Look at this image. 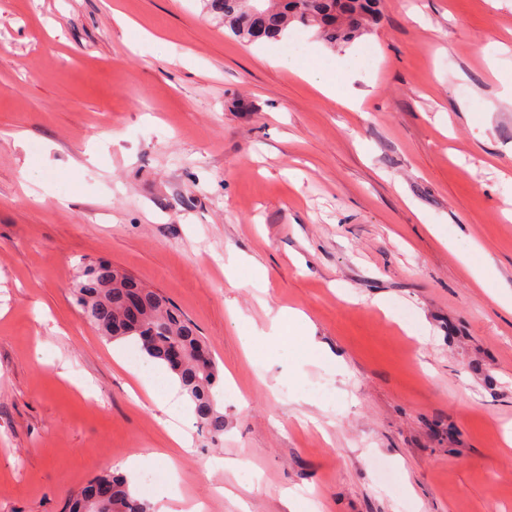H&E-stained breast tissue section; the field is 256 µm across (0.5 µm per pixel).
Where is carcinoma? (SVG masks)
Here are the masks:
<instances>
[{"label": "carcinoma", "mask_w": 512, "mask_h": 512, "mask_svg": "<svg viewBox=\"0 0 512 512\" xmlns=\"http://www.w3.org/2000/svg\"><path fill=\"white\" fill-rule=\"evenodd\" d=\"M210 11L239 41L279 40L298 23L327 46L349 44L369 33L382 15L381 0H207ZM72 294L82 318L108 342L131 339L141 353L164 365L194 406L199 426L224 434L217 402L220 372L193 321L154 288L112 263L89 260L79 267ZM67 512H152L128 482L105 474L68 500Z\"/></svg>", "instance_id": "cac0c4a2"}]
</instances>
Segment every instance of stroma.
Instances as JSON below:
<instances>
[{
	"instance_id": "stroma-1",
	"label": "stroma",
	"mask_w": 512,
	"mask_h": 512,
	"mask_svg": "<svg viewBox=\"0 0 512 512\" xmlns=\"http://www.w3.org/2000/svg\"><path fill=\"white\" fill-rule=\"evenodd\" d=\"M511 84L512 0H386L336 49L241 43L206 0H0V512L147 451L203 512H512ZM88 258L197 325L223 437L79 316ZM288 320L296 327L307 330L308 327H310L311 330V336H308V342L312 346V348L319 351L320 355H322L325 359L329 360L330 362L334 363L336 365L339 364L341 361L336 358L335 355L330 353L327 349L323 348L319 344H317L314 341V328L310 321V319L303 313L298 311H293L288 313Z\"/></svg>"
}]
</instances>
